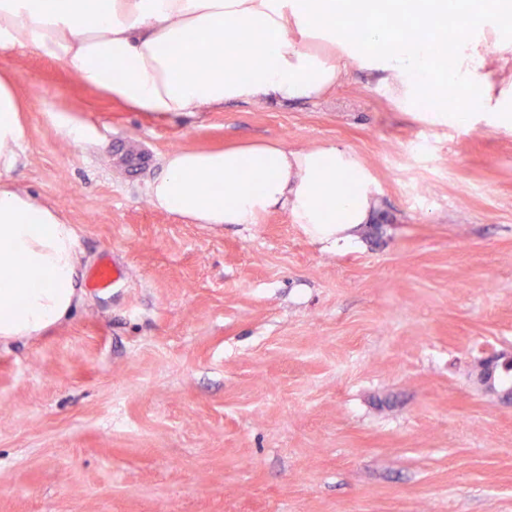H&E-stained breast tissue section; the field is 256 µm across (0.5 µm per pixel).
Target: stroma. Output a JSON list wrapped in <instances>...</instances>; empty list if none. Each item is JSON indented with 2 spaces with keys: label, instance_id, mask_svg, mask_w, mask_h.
I'll list each match as a JSON object with an SVG mask.
<instances>
[{
  "label": "stroma",
  "instance_id": "35a3bbf8",
  "mask_svg": "<svg viewBox=\"0 0 512 512\" xmlns=\"http://www.w3.org/2000/svg\"><path fill=\"white\" fill-rule=\"evenodd\" d=\"M1 65L27 103L12 181L82 270L128 279L0 344V512H512V402L478 378L512 351V128L439 123L357 66L316 100L158 117L41 54ZM259 140L355 155L380 203L359 247L151 203L167 153ZM125 267L115 260L103 256L91 269L89 285L94 290L104 291L114 288L125 279ZM482 369H488L492 375L495 373L505 374L512 371V352L490 351L481 360ZM512 383V372L509 377V384Z\"/></svg>",
  "mask_w": 512,
  "mask_h": 512
}]
</instances>
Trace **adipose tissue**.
<instances>
[{"mask_svg":"<svg viewBox=\"0 0 512 512\" xmlns=\"http://www.w3.org/2000/svg\"><path fill=\"white\" fill-rule=\"evenodd\" d=\"M332 0H0V47L50 57L85 85L133 112L164 115L220 109L231 101L311 100L333 91L353 65L380 73L406 100L465 84L473 109L441 111L465 128L474 112L512 127V87L485 77L495 53L458 0H419L425 22L448 18L458 34L446 76H436L431 43L412 46L392 33L391 17L360 31L337 30ZM229 27L247 53L215 55L212 31ZM14 74L0 68V343L40 336L67 318L83 295L77 237L58 209L11 184L27 137ZM152 203L190 224H251L274 209L306 225L340 252L358 238L378 191L340 145L291 149L252 142L222 150H179L164 159L149 187Z\"/></svg>","mask_w":512,"mask_h":512,"instance_id":"obj_1","label":"adipose tissue"}]
</instances>
